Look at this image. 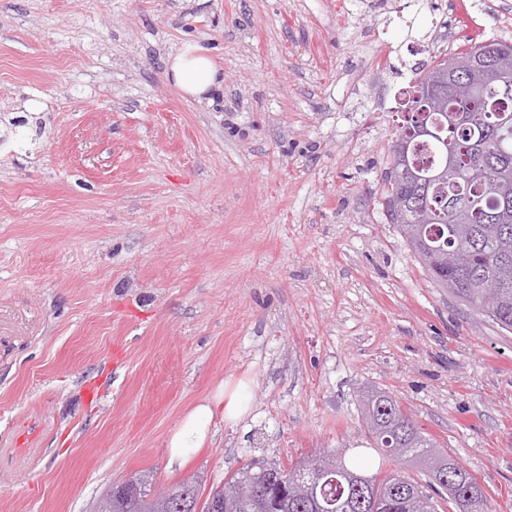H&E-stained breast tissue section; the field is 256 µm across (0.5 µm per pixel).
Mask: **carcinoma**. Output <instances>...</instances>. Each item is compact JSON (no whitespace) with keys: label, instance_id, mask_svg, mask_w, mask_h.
<instances>
[{"label":"carcinoma","instance_id":"cac0c4a2","mask_svg":"<svg viewBox=\"0 0 512 512\" xmlns=\"http://www.w3.org/2000/svg\"><path fill=\"white\" fill-rule=\"evenodd\" d=\"M470 60L478 65L495 61L512 63V44L491 40L459 48L431 63H420L414 76L400 90L404 115L396 126L395 140L406 141L416 161L413 172L398 165L389 152L378 204L388 220L419 259L432 282L446 288L460 302L485 315L499 329L512 333V96L503 94L492 80L467 99H458L451 85L431 86L424 77L452 61ZM429 135L414 134L419 121ZM456 161V175L445 184L425 176L442 169L448 155ZM495 286L497 304L491 310L480 305L484 283ZM365 437L380 458L311 456L295 464L315 466L327 480L324 490L312 496L294 493L289 486L269 497L267 503H228V512H360L353 485L363 477L380 479L374 491V512H435L439 499L452 512H485L487 496L477 478L463 465L452 467L451 481L440 482L444 461L431 449L437 444L422 431L413 415L386 391L371 390L362 398ZM423 469L425 481L408 473L403 465ZM279 463L265 467L248 462L234 472L248 473L265 483ZM337 478L341 486L330 483ZM148 475L130 480L125 496L112 502L105 494L97 512H188L196 489L179 482L171 486L173 497L161 503L150 497Z\"/></svg>","mask_w":512,"mask_h":512}]
</instances>
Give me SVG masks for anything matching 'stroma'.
<instances>
[{
    "instance_id": "stroma-1",
    "label": "stroma",
    "mask_w": 512,
    "mask_h": 512,
    "mask_svg": "<svg viewBox=\"0 0 512 512\" xmlns=\"http://www.w3.org/2000/svg\"><path fill=\"white\" fill-rule=\"evenodd\" d=\"M434 2L0 0V512L365 446L366 388L512 512V333L375 203L404 72L458 17L512 41V0ZM189 42L213 101L165 78ZM240 382L244 418L170 465L186 411Z\"/></svg>"
}]
</instances>
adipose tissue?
I'll use <instances>...</instances> for the list:
<instances>
[{
    "label": "adipose tissue",
    "mask_w": 512,
    "mask_h": 512,
    "mask_svg": "<svg viewBox=\"0 0 512 512\" xmlns=\"http://www.w3.org/2000/svg\"><path fill=\"white\" fill-rule=\"evenodd\" d=\"M167 78L183 95L197 100L217 93L224 84L208 51L196 44L186 45L173 57L167 68ZM242 414L240 389L220 386L210 397L190 408L180 426L170 434L167 446L171 463L184 464L195 449L212 439L215 417L236 420Z\"/></svg>",
    "instance_id": "obj_1"
}]
</instances>
